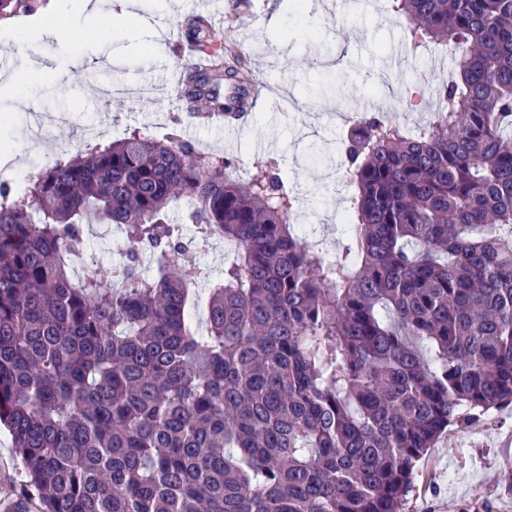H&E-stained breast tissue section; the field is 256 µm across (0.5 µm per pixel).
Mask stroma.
Listing matches in <instances>:
<instances>
[{
    "mask_svg": "<svg viewBox=\"0 0 512 512\" xmlns=\"http://www.w3.org/2000/svg\"><path fill=\"white\" fill-rule=\"evenodd\" d=\"M220 2L222 16L211 21L209 35L217 41L233 35L254 75L270 88L247 123L228 129L188 117L164 90L169 75L185 64L169 32L198 13L196 0H178L166 19L159 16L160 0H138L152 41L117 16L122 39L102 40L78 19L69 42L39 44V57L55 75L38 84L27 105L0 97V117L14 141L11 156H0V183L29 174L38 145L59 161L86 143L118 140L134 129L160 140L175 131L201 151L232 161L240 180L277 159L299 191L296 229L309 242L335 248L352 193L341 153L347 129L338 114L386 111L410 127L426 122L437 105L436 89L448 79L451 55L443 47L412 55L390 0H371L367 7L360 0ZM80 50L92 51V70L69 67ZM393 55L398 63L391 67L386 60ZM511 471L507 403L441 435L416 464L404 512H512V484L504 480ZM25 481L11 436L0 427V512H9Z\"/></svg>",
    "mask_w": 512,
    "mask_h": 512,
    "instance_id": "1",
    "label": "stroma"
}]
</instances>
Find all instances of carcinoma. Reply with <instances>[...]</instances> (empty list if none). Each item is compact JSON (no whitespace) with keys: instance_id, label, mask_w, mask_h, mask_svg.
Returning a JSON list of instances; mask_svg holds the SVG:
<instances>
[{"instance_id":"cac0c4a2","label":"carcinoma","mask_w":512,"mask_h":512,"mask_svg":"<svg viewBox=\"0 0 512 512\" xmlns=\"http://www.w3.org/2000/svg\"><path fill=\"white\" fill-rule=\"evenodd\" d=\"M414 54L446 47L440 108L361 112L349 229L296 232L272 159L241 182L177 134L133 130L0 184V425L15 512H403L453 424L512 402V0H391ZM192 20L184 97L236 122L249 59ZM184 202L192 235L170 211ZM120 225L110 271L83 226ZM233 254L204 330L186 250ZM156 274L139 273L144 251ZM26 481L9 432L0 427V512H12V502ZM9 507L12 509L9 510Z\"/></svg>"}]
</instances>
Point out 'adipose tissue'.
<instances>
[{"label":"adipose tissue","instance_id":"obj_1","mask_svg":"<svg viewBox=\"0 0 512 512\" xmlns=\"http://www.w3.org/2000/svg\"><path fill=\"white\" fill-rule=\"evenodd\" d=\"M80 17L97 29L108 31L112 28V11L104 7L103 0H49L40 14L12 17L6 19L5 25L29 38L50 35L66 39L72 34V19ZM53 76V70L46 67L40 58L27 56L19 67L0 75V89L21 96L36 82Z\"/></svg>","mask_w":512,"mask_h":512}]
</instances>
